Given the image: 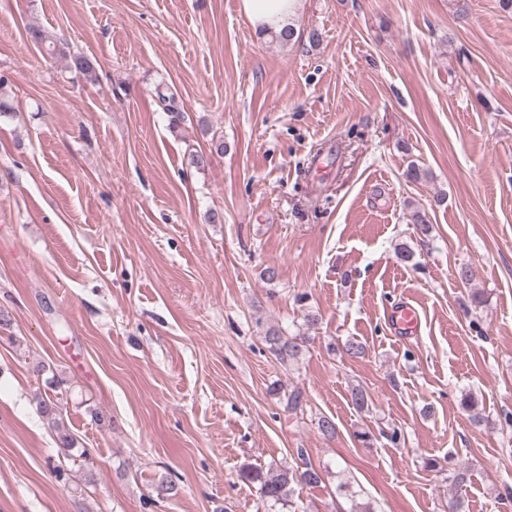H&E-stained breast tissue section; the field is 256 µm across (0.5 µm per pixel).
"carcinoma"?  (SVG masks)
I'll list each match as a JSON object with an SVG mask.
<instances>
[{"label":"carcinoma","mask_w":512,"mask_h":512,"mask_svg":"<svg viewBox=\"0 0 512 512\" xmlns=\"http://www.w3.org/2000/svg\"><path fill=\"white\" fill-rule=\"evenodd\" d=\"M266 341L270 350L282 361H291L299 358L304 351V338H284L275 332L266 334ZM37 410L42 416L50 418L55 423L56 444L58 447L69 452L76 448L78 440L62 422V408L58 400L47 394L36 401ZM297 458L303 463L300 471L282 467L279 470L263 472L262 469L245 464L241 470V476L246 480L259 485V494L263 506L269 510L279 506L283 509L292 507L293 484L300 481L308 486L316 487L323 482L321 471L313 467L307 461L304 450L296 449Z\"/></svg>","instance_id":"carcinoma-1"}]
</instances>
